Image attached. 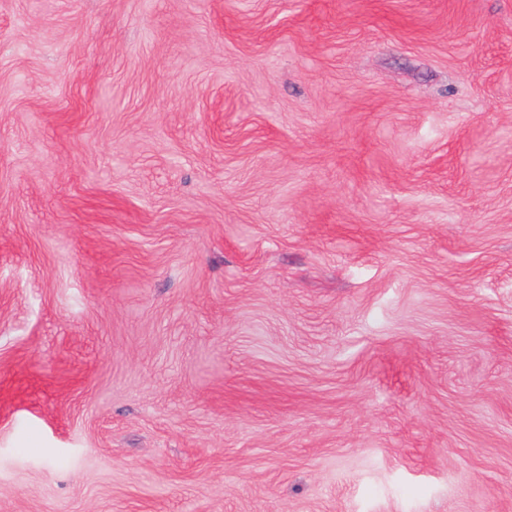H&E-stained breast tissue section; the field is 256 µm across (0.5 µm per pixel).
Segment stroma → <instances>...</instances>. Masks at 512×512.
Returning <instances> with one entry per match:
<instances>
[{
    "label": "stroma",
    "mask_w": 512,
    "mask_h": 512,
    "mask_svg": "<svg viewBox=\"0 0 512 512\" xmlns=\"http://www.w3.org/2000/svg\"><path fill=\"white\" fill-rule=\"evenodd\" d=\"M0 512H512V0H0Z\"/></svg>",
    "instance_id": "35a3bbf8"
}]
</instances>
